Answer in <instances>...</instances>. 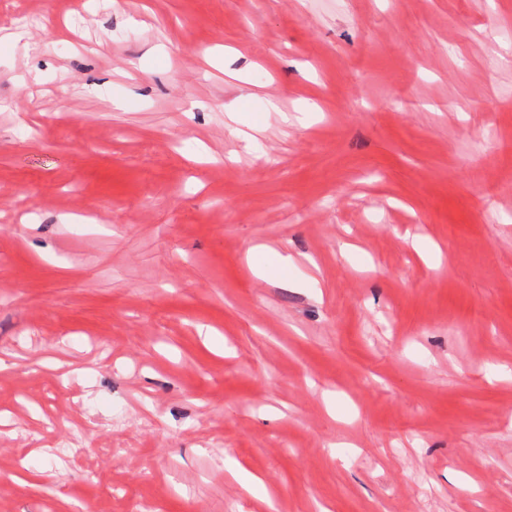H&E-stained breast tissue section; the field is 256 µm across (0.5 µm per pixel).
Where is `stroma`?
Instances as JSON below:
<instances>
[{
    "label": "stroma",
    "mask_w": 512,
    "mask_h": 512,
    "mask_svg": "<svg viewBox=\"0 0 512 512\" xmlns=\"http://www.w3.org/2000/svg\"><path fill=\"white\" fill-rule=\"evenodd\" d=\"M1 26L0 512H512V0Z\"/></svg>",
    "instance_id": "1"
}]
</instances>
